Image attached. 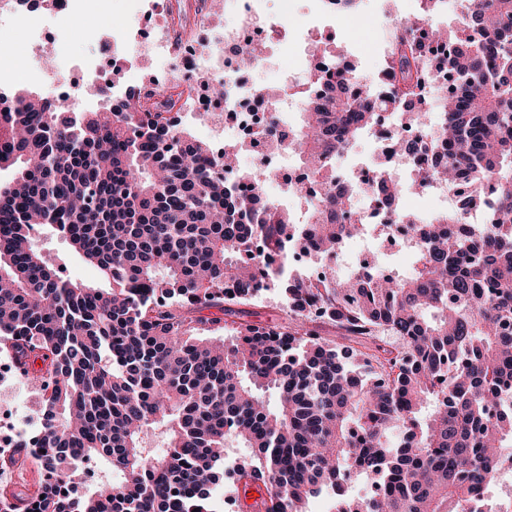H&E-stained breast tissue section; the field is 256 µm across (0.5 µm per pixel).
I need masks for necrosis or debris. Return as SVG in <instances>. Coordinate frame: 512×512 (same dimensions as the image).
Returning a JSON list of instances; mask_svg holds the SVG:
<instances>
[{"mask_svg":"<svg viewBox=\"0 0 512 512\" xmlns=\"http://www.w3.org/2000/svg\"><path fill=\"white\" fill-rule=\"evenodd\" d=\"M103 2L49 0L42 11L29 7L27 0L6 5V13L32 20L27 68L35 79L48 85L49 102L78 109L93 96L107 106L115 100L132 99L147 111L200 122L208 132L215 162H222L225 143L239 141L259 155L272 182H287L290 195L314 203L327 193V184L312 170L298 165L286 170L275 167V160L286 153L287 143L263 136L272 109L248 72L236 63L238 51L248 46L256 51L257 68H265L274 54L291 55L294 65H301L308 52L300 47L298 29L281 16L267 15L261 0H233V10L226 18L212 8L211 0H150L155 16L152 35L134 43L122 32L100 36L81 61V81L68 83L64 49L72 39L75 22L80 14ZM48 53L56 59L50 70L44 66ZM218 84L224 87L220 99L211 93ZM369 136L378 143L384 163L408 176L431 163V153L422 151V144L435 143L440 153L447 150L445 144L436 143L433 130L397 124L393 113L384 110ZM341 162V157L332 159L337 183L352 182L359 189L349 213L352 223L382 226L386 243L413 249L414 238L406 225L386 223L387 213L374 194L376 169L346 170Z\"/></svg>","mask_w":512,"mask_h":512,"instance_id":"1","label":"necrosis or debris"}]
</instances>
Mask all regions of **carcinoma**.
Masks as SVG:
<instances>
[{
    "label": "carcinoma",
    "instance_id": "carcinoma-1",
    "mask_svg": "<svg viewBox=\"0 0 512 512\" xmlns=\"http://www.w3.org/2000/svg\"><path fill=\"white\" fill-rule=\"evenodd\" d=\"M438 63L457 77L440 110L422 96L434 80L426 48L395 21L388 62L411 122L435 125L448 154L411 183L470 187L460 207L427 219L397 204L391 222L418 239L414 275L368 272L316 283L284 275L281 258L324 253L364 232L345 223L352 190L309 207L304 223L263 197L269 173L239 172L242 198L215 171L208 142L161 112L126 102L74 112L28 90L0 110V349L44 385L40 448L22 440L9 462L56 468L86 457L100 482L74 507L62 484L0 488V512H216L215 490L263 486L246 512H495L481 484L512 471V0H464ZM333 82L305 92L299 159L332 155L372 127L380 105L350 94L357 69L330 46L314 55ZM498 182L494 224H463ZM391 174L378 195L405 193ZM61 233L105 288L62 278L36 228ZM273 274L285 318L246 319L255 281ZM342 331L320 334L307 305ZM216 310L210 317L206 312ZM245 454L229 471L226 450ZM380 485L350 498L351 474Z\"/></svg>",
    "mask_w": 512,
    "mask_h": 512
}]
</instances>
